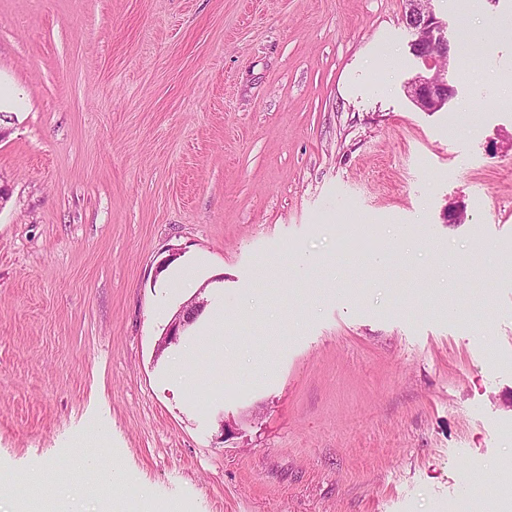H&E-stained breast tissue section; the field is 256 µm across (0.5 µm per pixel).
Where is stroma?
Segmentation results:
<instances>
[{"label":"stroma","mask_w":512,"mask_h":512,"mask_svg":"<svg viewBox=\"0 0 512 512\" xmlns=\"http://www.w3.org/2000/svg\"><path fill=\"white\" fill-rule=\"evenodd\" d=\"M405 7L0 0V512L91 429L124 512H499L512 0H430L437 112ZM429 53L418 54L428 71L434 70L430 76L418 74L409 83L408 92L416 106L424 112H437L443 108L451 98L447 79V68L441 66L438 49L431 48ZM434 54V55H432ZM439 75V79L437 76ZM202 308L203 302L200 301H191L185 305L174 317L167 332L158 344V350L163 351L167 345L176 341L178 336H180V331L183 332V330L194 321L195 316Z\"/></svg>","instance_id":"stroma-1"}]
</instances>
